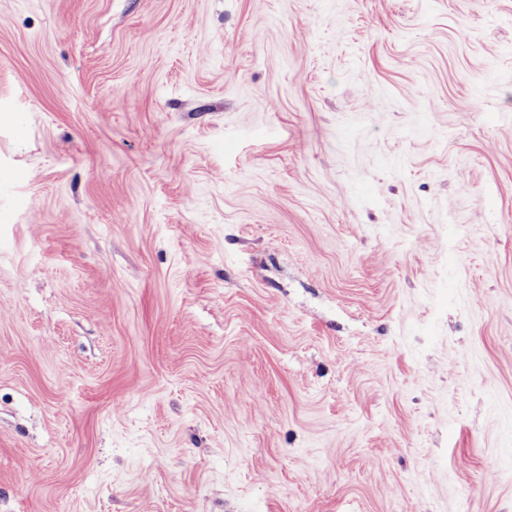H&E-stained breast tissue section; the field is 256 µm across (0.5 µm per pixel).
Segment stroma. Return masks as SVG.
Returning <instances> with one entry per match:
<instances>
[{
  "label": "stroma",
  "instance_id": "35a3bbf8",
  "mask_svg": "<svg viewBox=\"0 0 512 512\" xmlns=\"http://www.w3.org/2000/svg\"><path fill=\"white\" fill-rule=\"evenodd\" d=\"M0 512H512V0H0Z\"/></svg>",
  "mask_w": 512,
  "mask_h": 512
}]
</instances>
